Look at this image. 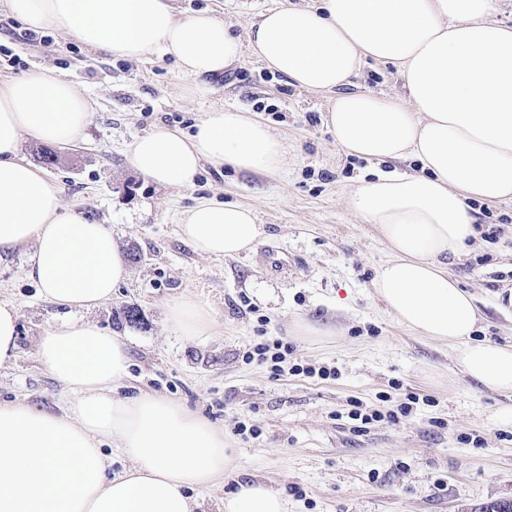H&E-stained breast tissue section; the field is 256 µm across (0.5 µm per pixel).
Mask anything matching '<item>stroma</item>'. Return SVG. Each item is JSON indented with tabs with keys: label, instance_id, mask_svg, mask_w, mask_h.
<instances>
[{
	"label": "stroma",
	"instance_id": "1",
	"mask_svg": "<svg viewBox=\"0 0 512 512\" xmlns=\"http://www.w3.org/2000/svg\"><path fill=\"white\" fill-rule=\"evenodd\" d=\"M281 0H174L178 15L208 9L247 36L260 12ZM28 27L0 0V77L49 67L95 101L75 141L57 146L59 164L45 173L65 207L108 225L123 255L137 252L129 278L112 299L84 319L130 338V376L117 389L170 399L223 428L229 464L223 479L197 493L195 512H224L238 482L266 483L289 512H485L512 503V395L486 390L456 365L448 344L397 322L371 288L388 257L379 230L348 206L347 190L378 170L375 162L342 153L328 129V97L292 85L246 56L223 73L202 77V93L184 92L171 58L115 60L71 36L49 31V45L28 39ZM353 90L404 95L393 66L366 62ZM239 107L263 120L285 143L277 172L204 165L193 186L170 188L144 179L130 163L132 143L156 124L191 132L204 114ZM253 209L264 233L233 258L198 253L179 233L197 200ZM480 223L497 230L478 238L449 265L482 313L476 338L512 343V309L496 294L512 289V204L483 206ZM26 256L0 255V301L19 309L14 360L0 365V402L24 401L46 411L67 410L60 383L40 364L43 333L64 314L28 278ZM191 298L208 311V335H182L170 309ZM137 321H128L126 307ZM321 327L299 336L296 321ZM288 340L298 363L336 366V379L270 376L245 363V341L257 331ZM420 402L412 420L374 423L349 432L351 399L387 412L407 393ZM249 417L261 435L234 431Z\"/></svg>",
	"mask_w": 512,
	"mask_h": 512
}]
</instances>
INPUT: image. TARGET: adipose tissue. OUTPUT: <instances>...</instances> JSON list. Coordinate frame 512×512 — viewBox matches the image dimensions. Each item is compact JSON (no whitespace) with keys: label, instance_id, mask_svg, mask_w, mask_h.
I'll list each match as a JSON object with an SVG mask.
<instances>
[{"label":"adipose tissue","instance_id":"obj_1","mask_svg":"<svg viewBox=\"0 0 512 512\" xmlns=\"http://www.w3.org/2000/svg\"><path fill=\"white\" fill-rule=\"evenodd\" d=\"M33 29L71 35L117 60L171 57L198 91L200 77L251 54L268 70L333 98L337 146L419 172L382 171L350 190V208L382 233L390 253L371 282L397 321L448 342L483 387L512 393V345L474 339L478 309L448 272L474 238L475 204L512 202V26L490 20L492 0H319L261 14L240 38L212 11L177 16L172 0H8ZM394 65L407 99L355 92L365 60ZM90 100L55 70L0 78V254L28 248V276L55 305L90 310L129 269L105 225L67 210L61 189L21 154V140L79 137ZM286 150L262 122L212 109L192 134L156 125L131 146L134 169L157 185L188 187L203 163L270 171ZM181 237L200 254L233 257L262 236L253 210L200 201ZM40 364L71 398L68 413L0 403V512H193L229 463L224 431L154 395L116 396L129 374L122 336L64 320L41 336ZM130 456L112 473L104 443ZM224 512H288L259 481L239 483Z\"/></svg>","mask_w":512,"mask_h":512}]
</instances>
